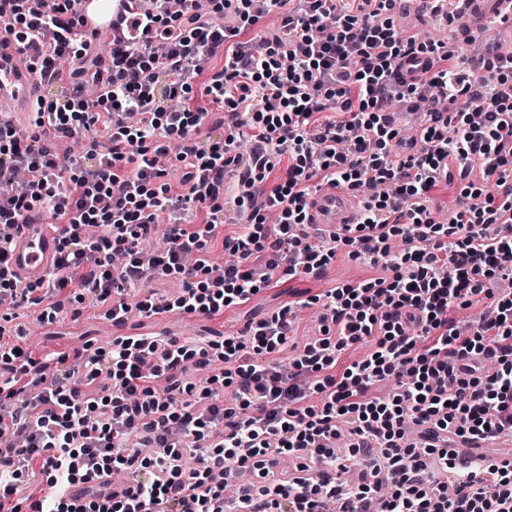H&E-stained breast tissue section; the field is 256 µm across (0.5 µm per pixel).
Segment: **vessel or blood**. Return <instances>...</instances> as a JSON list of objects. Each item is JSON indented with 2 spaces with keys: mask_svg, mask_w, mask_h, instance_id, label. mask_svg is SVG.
<instances>
[{
  "mask_svg": "<svg viewBox=\"0 0 512 512\" xmlns=\"http://www.w3.org/2000/svg\"><path fill=\"white\" fill-rule=\"evenodd\" d=\"M83 29L87 33L108 32L114 40H126L125 20L129 13L143 11L142 0H111L108 11H101L98 0H82ZM19 44L9 22L0 23V105H8L11 121L23 126L28 122L37 92L30 71L16 63ZM362 215L360 196L343 187L326 183L309 200V221L318 227L336 231L358 223ZM22 231L10 260L12 273L22 283H34L46 277L57 254L61 225L29 213L21 220Z\"/></svg>",
  "mask_w": 512,
  "mask_h": 512,
  "instance_id": "obj_1",
  "label": "vessel or blood"
}]
</instances>
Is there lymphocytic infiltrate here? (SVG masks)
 <instances>
[{
	"mask_svg": "<svg viewBox=\"0 0 512 512\" xmlns=\"http://www.w3.org/2000/svg\"><path fill=\"white\" fill-rule=\"evenodd\" d=\"M149 2L128 24L152 23V36L113 43L105 59L87 48L77 0H0L20 42L41 47L30 70L50 87L30 134L0 124V297L40 307L50 324L90 294L124 324L135 311L222 314L277 273L321 277L344 246L383 274L320 294L322 335L285 369L254 358L286 346L288 304L220 339L117 335L71 355L1 343L0 512H323L328 501L339 512H512V458L485 454L460 471L449 451L457 438L512 436V299L496 289L512 280V80L500 77L512 56L489 43L478 71L461 69L454 47L396 32L387 14L397 0ZM271 11L278 30L247 37ZM227 14L236 26H224ZM219 53L224 65L203 87L210 102L193 105L194 79ZM395 102L420 116L411 137L399 135ZM215 108L220 136L199 137ZM46 127L87 140L84 155L45 143ZM169 154L182 168L178 194L158 163ZM452 159L479 165L482 181L461 188L445 226L427 201ZM230 166L255 189L223 240L233 260L218 265L209 244ZM316 178L368 204L361 223L315 248L305 223ZM34 210L64 230L46 280L23 285L9 257ZM177 210L192 221L171 223L161 252L141 251L158 215ZM395 237L406 249L391 251ZM155 277L180 291L128 302ZM479 303L490 312L479 327L454 318ZM366 341L370 351L345 360ZM219 362L221 373L186 381L187 366ZM385 380L391 393L376 396ZM343 424L350 456L379 452L386 466L344 480ZM282 455L295 472L269 481ZM120 470L133 482L114 486Z\"/></svg>",
	"mask_w": 512,
	"mask_h": 512,
	"instance_id": "obj_1",
	"label": "lymphocytic infiltrate"
}]
</instances>
